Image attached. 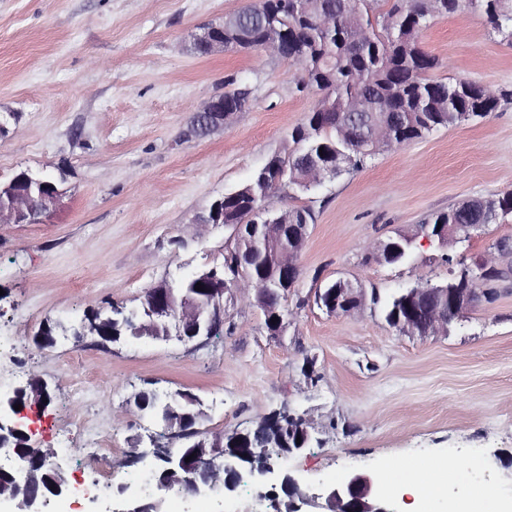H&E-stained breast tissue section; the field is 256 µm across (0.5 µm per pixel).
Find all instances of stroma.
<instances>
[{"label":"stroma","mask_w":512,"mask_h":512,"mask_svg":"<svg viewBox=\"0 0 512 512\" xmlns=\"http://www.w3.org/2000/svg\"><path fill=\"white\" fill-rule=\"evenodd\" d=\"M250 0H0V180L63 171L67 193L37 224H0V396L32 376L53 395L45 416L64 431L31 448L65 461L68 482L97 481L98 503L50 500L53 512H104L119 503L131 453L151 455L163 421L134 407L142 391L187 390L203 428L244 432L286 408L310 419L312 442L287 470L317 493L352 471L393 461L471 460L472 477L512 501V276L492 285L448 333H400L372 303L331 315L319 283L347 279L380 296L416 282L444 284L437 244L417 241L408 264L366 257L367 243L416 234L432 215L471 198L512 192V40L462 10L431 21L421 47L434 80L466 78L502 99L487 117L440 129L273 207L309 208L301 276L269 335L259 309L226 303L220 338L76 340L86 312L140 305L147 288L221 262L231 235L212 226L174 239L229 190L248 183L315 104L298 69L256 51L198 57L190 34ZM255 86L251 109L203 139L186 132L199 106L230 86ZM503 239L512 216L450 254L472 263ZM55 327L54 346L33 342ZM259 485L233 496L165 498L162 512H269Z\"/></svg>","instance_id":"1"}]
</instances>
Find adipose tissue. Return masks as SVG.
Masks as SVG:
<instances>
[{"label": "adipose tissue", "mask_w": 512, "mask_h": 512, "mask_svg": "<svg viewBox=\"0 0 512 512\" xmlns=\"http://www.w3.org/2000/svg\"><path fill=\"white\" fill-rule=\"evenodd\" d=\"M467 468L462 461L437 466L403 462L393 467V483L401 496L407 497L408 512H421L425 505L442 499L448 502V512H504L497 496L484 486H466L464 494L449 498V485H466Z\"/></svg>", "instance_id": "adipose-tissue-1"}]
</instances>
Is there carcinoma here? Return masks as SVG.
Instances as JSON below:
<instances>
[{"label":"carcinoma","mask_w":512,"mask_h":512,"mask_svg":"<svg viewBox=\"0 0 512 512\" xmlns=\"http://www.w3.org/2000/svg\"><path fill=\"white\" fill-rule=\"evenodd\" d=\"M283 1L298 12L295 30L290 34L301 74L298 88L318 95L317 105L288 133L291 145L284 152L271 156L248 184L224 194V203L214 202L208 210L210 214L223 213L226 224L251 226L246 233L248 240L224 253L221 267L230 275L239 268L247 270L252 279L269 285V296L261 308L266 316L279 310L284 300L279 272L268 260V251L274 246H266L261 240V225L274 224L281 217L280 212L270 209V199L276 193L293 199L315 188L311 182H290L286 177L276 180L281 165H299L306 157L321 154L326 159H348L349 167L357 169L377 154L359 139L340 133L342 117L364 93L378 99L377 119L390 125L389 144L393 146L407 145L440 128L483 118L486 113L478 109L479 102L500 98L491 87L467 79L445 82L414 78L417 68L433 69L437 65L435 57L421 48L420 36L432 19L457 13L448 7V0H360L347 12L342 9L344 0H255L239 13V18L253 26H226L224 51L253 48V43L262 36V28L256 22ZM480 5L495 30L512 32V0L504 5L499 0H481ZM482 203L483 220L489 224H496L512 213V206L500 203L498 198H484ZM427 223L466 224L468 218L460 206L454 205L434 214ZM388 243L391 250L384 253V262L404 263L409 259L412 243L408 238L398 235L388 239ZM403 296L402 291L384 298L373 295L371 301L382 308L389 322L401 309ZM185 395V391L140 392L134 404L142 406L147 415L167 409L195 419L198 425L204 419L201 404L197 400L187 403ZM295 435L296 425L278 411L244 437L227 435L224 450L235 451L248 443L286 448ZM15 445L24 449L18 459L48 471V461L27 451L26 439L16 438Z\"/></svg>","instance_id":"obj_1"}]
</instances>
